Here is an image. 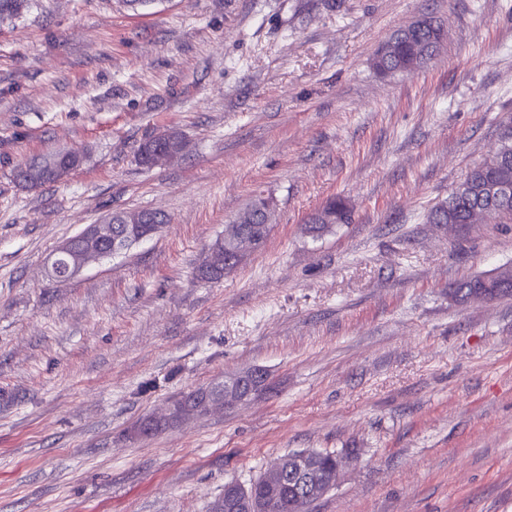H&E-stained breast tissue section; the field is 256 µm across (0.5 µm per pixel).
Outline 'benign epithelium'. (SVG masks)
I'll return each instance as SVG.
<instances>
[{
    "label": "benign epithelium",
    "mask_w": 512,
    "mask_h": 512,
    "mask_svg": "<svg viewBox=\"0 0 512 512\" xmlns=\"http://www.w3.org/2000/svg\"><path fill=\"white\" fill-rule=\"evenodd\" d=\"M512 136V128L505 124L501 127L498 147L491 160L505 164L508 155L504 145ZM158 147L149 157V164L156 166L179 156L185 148L183 140L175 134L163 131L155 134ZM77 161V155L71 152H59L42 161L24 163L26 181L35 188L40 185L39 178L46 172L59 173L71 162ZM150 216L145 210L118 211L99 224L88 226L79 243L71 239L64 240L49 258V271L59 281H67L80 272L89 263L106 257L99 249L103 242L112 243V252L117 253L142 241L143 225L149 223ZM255 214L252 207H247L237 214L229 224L224 226V236L219 244L213 246L212 260H224V272L228 273L238 267L248 256L255 253L264 239L252 235L249 225L254 223ZM487 289L473 294L475 298L491 300L501 290L512 291V269L500 268L486 277ZM265 379L263 371L251 369L224 380V386L214 392L204 394L203 412H208L216 405L232 406L252 395L249 385ZM341 468V459L335 458L331 467L321 466L320 457L313 451L302 450L294 453L292 459H278L267 469L268 483L279 489L288 490L285 507L288 512H299L301 501L307 496H322L336 481ZM232 500L226 506L234 507V512H263L262 499L251 489L239 485L231 486Z\"/></svg>",
    "instance_id": "obj_1"
}]
</instances>
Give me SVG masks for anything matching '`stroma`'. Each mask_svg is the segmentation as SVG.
I'll return each mask as SVG.
<instances>
[{"label":"stroma","instance_id":"obj_1","mask_svg":"<svg viewBox=\"0 0 512 512\" xmlns=\"http://www.w3.org/2000/svg\"><path fill=\"white\" fill-rule=\"evenodd\" d=\"M433 17L411 74L378 47ZM512 117V0H28L0 18V512H210L279 457L338 453L309 512H512V223L431 224ZM162 130L187 142L139 164ZM81 164L28 189L19 163ZM263 246L197 268L256 196ZM344 198L352 221L311 216ZM158 233L72 279L47 260L108 214ZM258 367L271 387L142 435L176 399ZM487 288H494L493 292L490 290H484L479 288L482 287V277H472L463 281H460L456 284V288L458 293L461 294V297L467 298L472 295L470 298H481L484 300H491L498 297L499 290H511L512 291V270L511 267H503L500 268L489 276L486 277Z\"/></svg>","mask_w":512,"mask_h":512}]
</instances>
